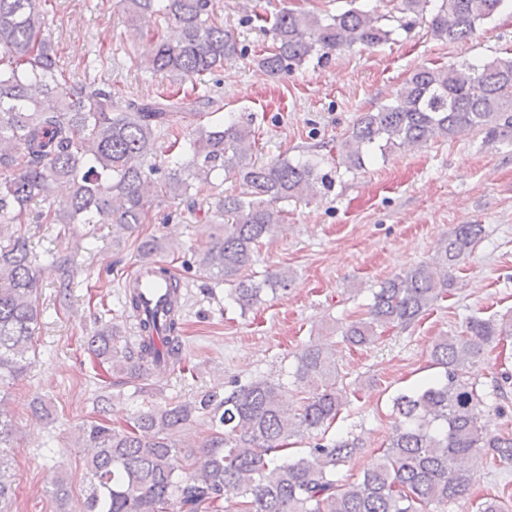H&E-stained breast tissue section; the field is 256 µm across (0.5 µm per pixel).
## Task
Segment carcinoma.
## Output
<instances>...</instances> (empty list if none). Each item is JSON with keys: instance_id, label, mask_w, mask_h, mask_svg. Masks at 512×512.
<instances>
[{"instance_id": "carcinoma-1", "label": "carcinoma", "mask_w": 512, "mask_h": 512, "mask_svg": "<svg viewBox=\"0 0 512 512\" xmlns=\"http://www.w3.org/2000/svg\"><path fill=\"white\" fill-rule=\"evenodd\" d=\"M508 0H400L402 17L355 6L336 15L282 7L273 15L272 47L257 55L271 77L281 78L316 58L355 46L373 48L406 29L403 17L429 16L434 36L448 42L476 35ZM131 24L147 27L153 63L160 72L190 79L211 72L241 53L212 15L211 0H119ZM164 21L166 29L159 28ZM39 0H0V223L24 224L28 206L52 197L66 182L70 196L41 214L49 224H144L154 203L186 199L194 208L212 178L231 174L242 191L214 202L224 219L222 234L204 250L199 268L232 285L242 311L261 293L287 292L292 275L280 269L257 280L249 273L257 248L274 235L285 214L279 203L313 193L318 163L287 158L253 159V119L221 114L208 95L187 112L174 94L124 98L112 84L79 85L59 94L65 77ZM207 117L188 135L161 181L145 167L159 137L188 117ZM480 129L488 142L512 141V57L480 64L416 68L391 102L363 112L340 142L339 164L359 170L374 149L425 146ZM196 194H191L190 190ZM481 224H458L432 257L380 284L366 317L341 331L351 347L375 344L387 328L406 327L451 293L453 272L471 256ZM69 259L56 253L40 262L21 232L0 238V387L32 364V338L39 322L36 303L42 273ZM165 336L154 342L157 322L137 317L140 301L124 295L135 320V341H121L119 325L97 328L88 349L118 374L145 364L165 372L180 360L181 282L170 280ZM512 338V314L469 317L464 330L436 339L432 366L442 369L392 398L395 416L386 446L355 482L336 479L338 469L360 453L350 434L327 437L347 396L336 387V349L315 344L296 357L293 384L302 396L295 408L282 401V384L264 378L235 382L222 395L208 391L139 412L127 428L102 423L83 428L88 490L79 512H428L465 499L475 468L492 459L512 462V436L488 432L481 423L499 410L500 386L488 390L467 379L468 369L501 341ZM205 417L213 433L189 454L168 440L171 429ZM314 437L307 452L283 456L294 438ZM50 493L65 510L70 485L62 467ZM9 462L0 456V502L11 499Z\"/></svg>"}]
</instances>
